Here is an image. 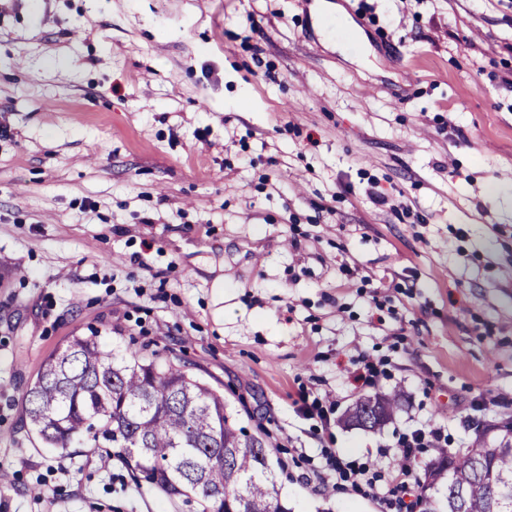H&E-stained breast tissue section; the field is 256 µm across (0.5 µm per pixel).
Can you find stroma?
I'll return each instance as SVG.
<instances>
[{
	"label": "stroma",
	"instance_id": "1",
	"mask_svg": "<svg viewBox=\"0 0 512 512\" xmlns=\"http://www.w3.org/2000/svg\"><path fill=\"white\" fill-rule=\"evenodd\" d=\"M327 2L349 27L316 0H0V512H189L26 433L76 335L182 358L265 434L288 512H413L439 448L512 419V0ZM420 428L440 445L394 490ZM400 401H401V393L399 391H394L390 395H384V396H374V397H367L364 398L358 402H356L355 406L353 407L352 412L350 413V420L352 422H355L359 426L363 427H369V428H376L381 426L388 418L392 416L394 412L398 410L400 407ZM374 402L377 404L382 412L383 416L378 418H370L368 426L365 425L364 420L366 421V417L363 416L365 413V405L368 403Z\"/></svg>",
	"mask_w": 512,
	"mask_h": 512
}]
</instances>
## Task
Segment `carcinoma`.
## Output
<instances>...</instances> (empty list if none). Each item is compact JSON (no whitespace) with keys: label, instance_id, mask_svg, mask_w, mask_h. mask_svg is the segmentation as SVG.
Masks as SVG:
<instances>
[{"label":"carcinoma","instance_id":"carcinoma-1","mask_svg":"<svg viewBox=\"0 0 512 512\" xmlns=\"http://www.w3.org/2000/svg\"><path fill=\"white\" fill-rule=\"evenodd\" d=\"M401 393L356 402L350 420L364 425L377 404L381 426ZM25 426L46 448H104L131 471L194 512H288L262 435L236 427L224 396L191 377L185 364L132 356L118 361L95 333L73 337L51 355L21 397ZM423 483L446 485L434 512H512V429L455 453L442 449Z\"/></svg>","mask_w":512,"mask_h":512}]
</instances>
